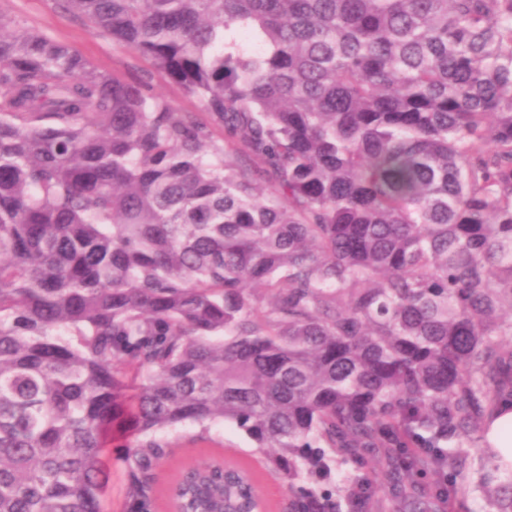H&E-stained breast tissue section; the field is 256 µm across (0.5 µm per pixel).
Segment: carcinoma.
I'll use <instances>...</instances> for the list:
<instances>
[{"label": "carcinoma", "mask_w": 512, "mask_h": 512, "mask_svg": "<svg viewBox=\"0 0 512 512\" xmlns=\"http://www.w3.org/2000/svg\"><path fill=\"white\" fill-rule=\"evenodd\" d=\"M165 74L0 12V512H131L229 424L288 512H475L512 404V0H64ZM496 512L512 471L480 464ZM175 512H259L187 465ZM481 445L494 460L503 457L512 465V406L503 404L485 420L481 429ZM198 429L185 427L170 436L175 447L167 449V455L156 471L154 485L156 506L154 512H165L166 493L175 471L188 463H203L214 455H221L226 461L249 465L257 476V489L265 505V512H286L288 493L284 484L271 473L263 455L251 452L253 446L247 438L228 425L213 427L210 439L198 440ZM104 460L112 472L111 482L105 494V506L108 510L106 512H127L128 475L119 460L118 448H109Z\"/></svg>", "instance_id": "obj_1"}]
</instances>
